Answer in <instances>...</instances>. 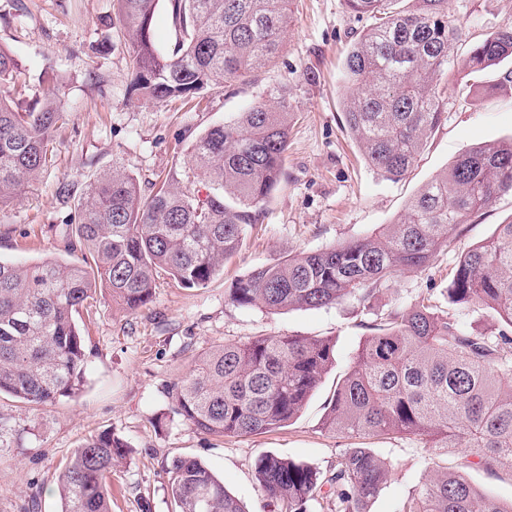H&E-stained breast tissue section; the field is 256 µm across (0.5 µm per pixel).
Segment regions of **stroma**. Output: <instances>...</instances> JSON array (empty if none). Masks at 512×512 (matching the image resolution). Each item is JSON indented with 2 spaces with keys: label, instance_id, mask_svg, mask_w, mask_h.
<instances>
[{
  "label": "stroma",
  "instance_id": "1",
  "mask_svg": "<svg viewBox=\"0 0 512 512\" xmlns=\"http://www.w3.org/2000/svg\"><path fill=\"white\" fill-rule=\"evenodd\" d=\"M450 8L463 24L466 45L512 21V0H452ZM291 9L284 48L274 62L245 81L218 82L196 104L128 94V53L115 29L101 22L112 14V0H0V46L26 73V99L41 102L56 89L69 112L53 136V164L37 184L0 208L1 259L80 261L81 251L70 248L64 235L72 205L57 196L60 182L85 188L118 162L143 184L180 173L188 190L192 183L182 175L186 150L207 128L283 99L293 114L284 178L223 271L201 288H182L160 275L152 302L135 314L98 294L96 315L80 324L88 355L82 391L40 407L0 395V418L13 427L0 437V512H60L57 473L86 437L102 433L128 445L112 471V512H174L165 469L178 456L200 460L245 512H273L253 477L265 454L324 468L342 449H372L389 463L390 476L370 512H402L435 465L459 463V455L423 447L414 438L351 440L325 431L321 421L378 312L428 295L440 309H451L465 330L482 328L480 314L449 308L448 274L459 251L512 221L511 193L461 225L455 252L396 277L375 310L353 301L277 312L242 308L231 302L230 288L254 268L394 223L419 189L460 154L512 138V85L498 87L500 68L479 80L449 76L440 128L404 179L387 180L365 161L343 115L345 59L372 18L350 13L345 0H292ZM483 81L495 84V92L479 93ZM288 335L334 340L336 365L287 425L220 438L173 414L168 387L189 371L197 354L227 340Z\"/></svg>",
  "mask_w": 512,
  "mask_h": 512
}]
</instances>
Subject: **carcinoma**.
<instances>
[{"label": "carcinoma", "mask_w": 512, "mask_h": 512, "mask_svg": "<svg viewBox=\"0 0 512 512\" xmlns=\"http://www.w3.org/2000/svg\"><path fill=\"white\" fill-rule=\"evenodd\" d=\"M346 3L375 23L346 58L345 122L370 167L398 180L443 121L440 77L455 69L479 74L512 60V23L461 55V24L448 0ZM158 4L113 0L131 62L130 92L163 101L197 98L218 78L242 80L271 63L283 48L291 0H167L175 32L167 52L154 38ZM22 75L0 47V208L51 164V131L68 117L57 93L41 105L16 100ZM288 116L283 99L205 130L184 160L197 190L165 178L150 183L146 196L119 165L81 193L61 184L58 196L74 201L67 231L91 260L0 259V394L41 406L82 390L87 354L78 317L91 312L98 289L134 314L152 302L161 272L183 288L206 286L281 181ZM509 192L512 139L475 145L382 232L257 267L235 282L230 300L269 311L346 300L371 309L395 277L452 251L459 226ZM446 292L448 302L486 313L493 324L464 331L429 297L387 311L336 384L323 427L347 438L418 436L430 448H469L462 466L512 472V221L461 252ZM335 364L336 343L328 338L226 341L200 354L169 397L203 434H263L297 417ZM125 447L121 437L100 434L74 450L57 477L61 512H112V469ZM388 476V463L363 447L342 450L324 470L275 455L255 465L258 488L285 512H367ZM167 488L176 512H245L194 458L172 462ZM403 512H512V503L484 496L461 472L443 469Z\"/></svg>", "instance_id": "cac0c4a2"}]
</instances>
